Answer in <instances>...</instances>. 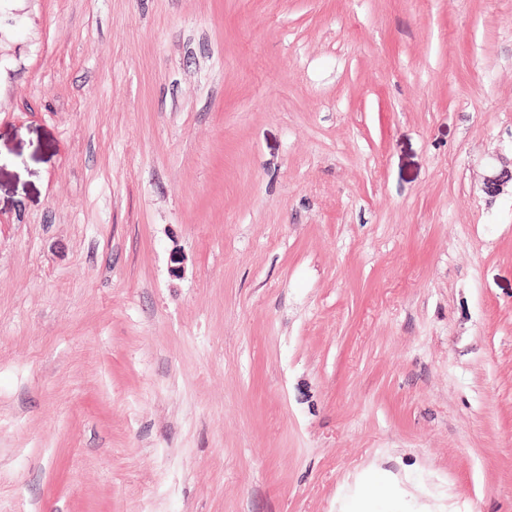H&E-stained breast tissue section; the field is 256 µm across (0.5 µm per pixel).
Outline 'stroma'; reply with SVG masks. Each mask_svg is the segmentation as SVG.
Here are the masks:
<instances>
[{
  "instance_id": "stroma-1",
  "label": "stroma",
  "mask_w": 512,
  "mask_h": 512,
  "mask_svg": "<svg viewBox=\"0 0 512 512\" xmlns=\"http://www.w3.org/2000/svg\"><path fill=\"white\" fill-rule=\"evenodd\" d=\"M512 0H0V512H512Z\"/></svg>"
}]
</instances>
